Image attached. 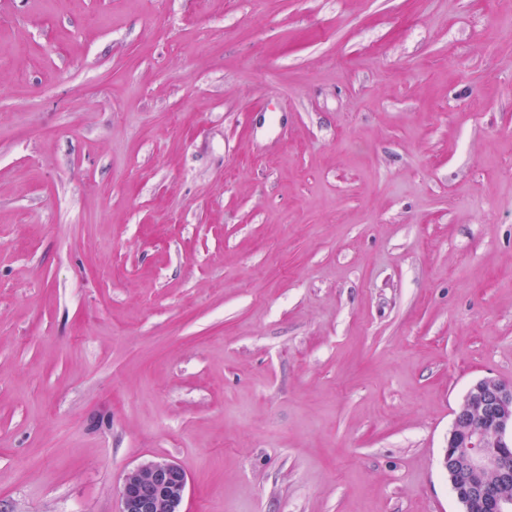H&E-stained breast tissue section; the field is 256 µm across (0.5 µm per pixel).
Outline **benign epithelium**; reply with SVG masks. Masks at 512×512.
<instances>
[{
  "instance_id": "obj_1",
  "label": "benign epithelium",
  "mask_w": 512,
  "mask_h": 512,
  "mask_svg": "<svg viewBox=\"0 0 512 512\" xmlns=\"http://www.w3.org/2000/svg\"><path fill=\"white\" fill-rule=\"evenodd\" d=\"M478 417L485 427L475 428ZM461 512H512L494 485L512 484V384L481 379L455 411L441 461ZM188 477L177 464L148 460L126 471L118 512H183Z\"/></svg>"
}]
</instances>
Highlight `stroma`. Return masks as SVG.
Returning <instances> with one entry per match:
<instances>
[{
  "label": "stroma",
  "instance_id": "35a3bbf8",
  "mask_svg": "<svg viewBox=\"0 0 512 512\" xmlns=\"http://www.w3.org/2000/svg\"><path fill=\"white\" fill-rule=\"evenodd\" d=\"M512 383V0H0V512H459ZM478 417L485 427L475 428ZM460 512H510L512 499L494 492L512 484V384L481 379L467 391L455 411L441 461ZM188 477L177 464L148 460L126 471L118 512H184Z\"/></svg>",
  "mask_w": 512,
  "mask_h": 512
}]
</instances>
